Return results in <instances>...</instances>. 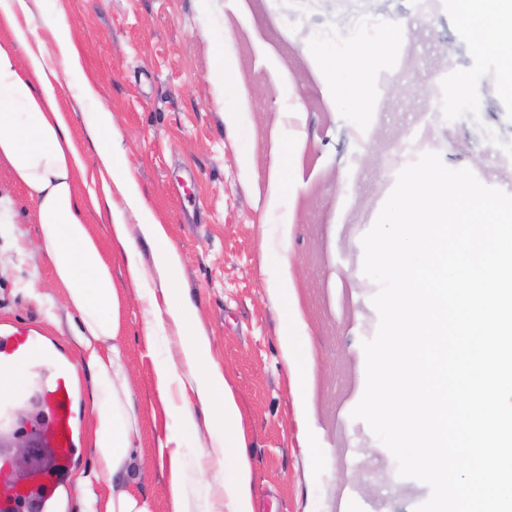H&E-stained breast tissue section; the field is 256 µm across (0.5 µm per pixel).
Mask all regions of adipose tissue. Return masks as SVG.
Here are the masks:
<instances>
[{"label":"adipose tissue","instance_id":"adipose-tissue-1","mask_svg":"<svg viewBox=\"0 0 512 512\" xmlns=\"http://www.w3.org/2000/svg\"><path fill=\"white\" fill-rule=\"evenodd\" d=\"M45 0H0V161L7 163L34 205L39 243L48 255L66 300L80 317L82 355L94 371L97 397L89 440L99 472L112 483L107 498L85 491L84 512H152L149 500L135 491L141 476L137 454L141 420L134 403L125 352L119 341L121 302L109 263L87 220L86 198L79 180L85 164L76 151L58 87L65 74L80 76V53L71 30L62 21L34 26ZM478 53L496 57L503 90L512 98V0H450ZM404 32L390 21L372 24L366 35L352 32L350 42L366 40L368 52L323 55V73L340 101L365 110L370 99L369 73L384 61ZM97 161L119 193L120 202H107L112 237L136 287L148 285L135 240L128 230L136 218L152 247L161 274L158 292L148 295L143 332L154 340L174 332L181 341L179 359L154 367L155 388L168 408L165 435L158 455L170 463L169 496L173 512H189V495L181 474L182 430L195 425L197 414L207 420L203 456L212 481L222 491L224 512H253L252 464L238 425L239 410L224 374L210 361L209 340L192 322L193 307L178 284L183 261L160 222L128 173L125 151L112 135V114L99 109L91 117ZM276 293L281 306L279 338L297 404L306 400L307 369L299 353L292 314V284L282 277Z\"/></svg>","mask_w":512,"mask_h":512}]
</instances>
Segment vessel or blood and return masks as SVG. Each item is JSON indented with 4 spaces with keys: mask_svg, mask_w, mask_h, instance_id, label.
Listing matches in <instances>:
<instances>
[{
    "mask_svg": "<svg viewBox=\"0 0 512 512\" xmlns=\"http://www.w3.org/2000/svg\"><path fill=\"white\" fill-rule=\"evenodd\" d=\"M50 369L41 384L44 414L51 425V463L32 499L37 512H56L62 495L69 489V473L79 448V420L72 369L62 361L50 360L34 328L0 331V390L10 391L40 362Z\"/></svg>",
    "mask_w": 512,
    "mask_h": 512,
    "instance_id": "vessel-or-blood-1",
    "label": "vessel or blood"
}]
</instances>
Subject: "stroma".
<instances>
[{"instance_id": "1", "label": "stroma", "mask_w": 512, "mask_h": 512, "mask_svg": "<svg viewBox=\"0 0 512 512\" xmlns=\"http://www.w3.org/2000/svg\"><path fill=\"white\" fill-rule=\"evenodd\" d=\"M36 25L60 18L81 51L97 97L60 104L95 175L89 118L112 113L129 173L183 258L193 319L228 379L253 462L254 512H336L352 493L362 512H415L429 486L401 477L392 453L353 418L363 386V344L375 337L379 286L363 271V236L401 169L425 152L484 185L512 194V99L497 62L478 56L449 4L425 0H48ZM390 20L407 39L371 69L372 99L352 111L326 94L316 38L335 39L366 21ZM237 64L236 90L222 92L218 55ZM477 70L478 102H459L460 75ZM239 124L228 128L224 115ZM251 169L239 164L241 155ZM0 197L16 220L0 223V328L33 325L74 367L82 422L95 401L82 358L79 316L38 245L33 206L7 165ZM88 225L124 300L123 342L142 413L143 472L137 485L153 512H172L167 464L157 455L166 409L153 385L156 361L177 357V338L146 343V302L112 254L96 210ZM289 273L310 404L299 414L279 343L273 281ZM320 453L309 459L300 432ZM204 427L183 431L182 475L191 512H206L210 478L199 448Z\"/></svg>"}]
</instances>
